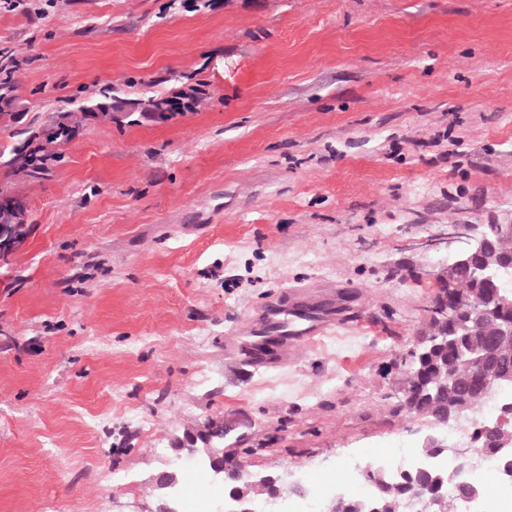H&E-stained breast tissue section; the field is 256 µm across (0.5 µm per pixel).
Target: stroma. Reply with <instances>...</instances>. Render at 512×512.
<instances>
[{
    "label": "stroma",
    "mask_w": 512,
    "mask_h": 512,
    "mask_svg": "<svg viewBox=\"0 0 512 512\" xmlns=\"http://www.w3.org/2000/svg\"><path fill=\"white\" fill-rule=\"evenodd\" d=\"M0 512H154L153 477L224 452L310 486L420 449L401 390L457 224L512 222V0H22L0 11ZM176 101L166 118L142 111ZM342 325L238 358L292 292ZM72 136V130L64 123H58L49 129H43L37 135H30L10 151L11 157L2 161L0 166L10 168H29L32 173H42L49 169L54 162L59 161V147ZM38 140L37 143H34ZM21 205L13 198L0 196V257L8 254L21 241L15 234L16 224L21 220Z\"/></svg>",
    "instance_id": "35a3bbf8"
}]
</instances>
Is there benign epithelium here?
I'll return each mask as SVG.
<instances>
[{
    "label": "benign epithelium",
    "instance_id": "obj_1",
    "mask_svg": "<svg viewBox=\"0 0 512 512\" xmlns=\"http://www.w3.org/2000/svg\"><path fill=\"white\" fill-rule=\"evenodd\" d=\"M21 220V205L13 198L0 196V256L10 251L21 242L15 234L16 224ZM464 240V246L455 251L448 261V265L437 272L436 280L445 283L448 277L465 272L477 282H490L502 270H512V223L510 224H463L455 227L454 232L448 234V240ZM434 315L442 322L457 321L463 313L470 314L471 319L477 321L491 313L512 311V301L506 297H456L452 300L442 295L435 300ZM482 402H477L473 408L474 417L479 419L481 435L490 441L498 439L499 432H504L503 442L498 447L512 446V431L506 430L509 417L512 416V403L501 407V414L495 420L480 418ZM454 416L443 413L441 416L429 421L431 431L425 435L424 447L446 448L447 439L439 431L448 428ZM208 468L212 478L218 482H227L233 485L229 501L224 503V512H254L251 501L239 491L238 483L261 484L277 487L278 479L264 476L248 470L244 464L229 467L225 463L224 455L211 453L208 457ZM178 481L175 473L163 471L153 482V488L162 501L158 512H176L165 504L173 497ZM436 500L427 495L424 489L415 491L408 498L396 505L398 512H433Z\"/></svg>",
    "mask_w": 512,
    "mask_h": 512
}]
</instances>
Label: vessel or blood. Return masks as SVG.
I'll list each match as a JSON object with an SVG mask.
<instances>
[{
	"mask_svg": "<svg viewBox=\"0 0 512 512\" xmlns=\"http://www.w3.org/2000/svg\"><path fill=\"white\" fill-rule=\"evenodd\" d=\"M335 322V314L314 315L297 299L264 307L246 331L247 361L256 367L284 364L298 346L316 341Z\"/></svg>",
	"mask_w": 512,
	"mask_h": 512,
	"instance_id": "vessel-or-blood-1",
	"label": "vessel or blood"
}]
</instances>
